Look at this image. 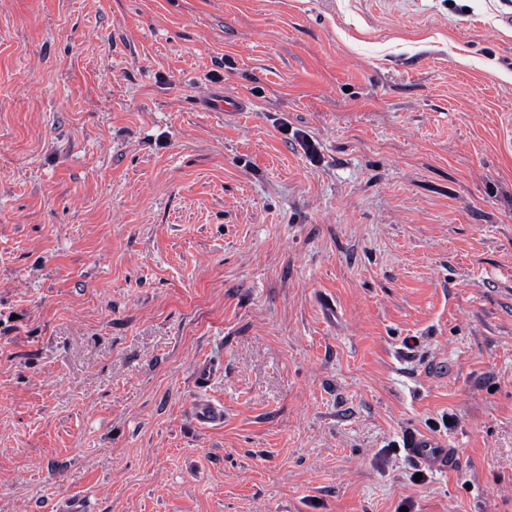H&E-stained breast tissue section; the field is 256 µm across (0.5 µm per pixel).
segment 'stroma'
<instances>
[{"label":"stroma","instance_id":"obj_1","mask_svg":"<svg viewBox=\"0 0 512 512\" xmlns=\"http://www.w3.org/2000/svg\"><path fill=\"white\" fill-rule=\"evenodd\" d=\"M511 132L512 0H0V512H512ZM224 373V364L210 357L200 359L193 370L197 393L191 406L193 419L201 426L213 428L224 423V406L214 402L207 393L212 381ZM404 446L421 464L433 470L443 471L449 466L447 443L440 438L411 433L407 435Z\"/></svg>","mask_w":512,"mask_h":512}]
</instances>
